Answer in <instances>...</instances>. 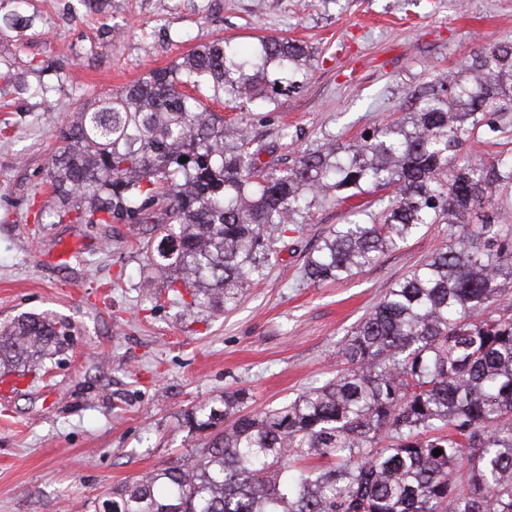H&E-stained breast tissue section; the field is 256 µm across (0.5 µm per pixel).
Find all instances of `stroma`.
<instances>
[{"mask_svg":"<svg viewBox=\"0 0 512 512\" xmlns=\"http://www.w3.org/2000/svg\"><path fill=\"white\" fill-rule=\"evenodd\" d=\"M0 59L25 84L0 92V321L50 311L62 351L0 397V512H99L105 493L192 457L187 417L245 390L274 408L333 378L337 351L390 288L448 241V227L386 252L352 277L314 284L319 237L378 196L312 200L278 236L277 258L237 305L207 319L147 290L151 224L38 223L48 172L80 104L169 67L203 42L277 35L314 56L302 88L254 108L251 129L285 168L326 138L349 143L403 112L414 89L484 47L512 41V0H0ZM467 143L473 161L512 158V109Z\"/></svg>","mask_w":512,"mask_h":512,"instance_id":"obj_1","label":"stroma"}]
</instances>
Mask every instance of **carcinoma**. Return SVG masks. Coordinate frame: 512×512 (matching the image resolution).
<instances>
[{
  "mask_svg": "<svg viewBox=\"0 0 512 512\" xmlns=\"http://www.w3.org/2000/svg\"><path fill=\"white\" fill-rule=\"evenodd\" d=\"M311 66L308 47L284 37L204 43L80 106L40 214L156 216L148 264L203 318L263 275L275 232L310 196L394 190L380 215L329 229L304 265L309 282L345 280L432 224L449 226L448 244L352 328L336 377L257 412H243V391L224 394L222 410L200 407L193 428L210 433L194 456L141 476L103 512H512V213L485 212L512 182V159L462 155L512 100V42L414 90L405 112L356 143L332 138L282 171L261 159L247 118L226 122L189 93L207 83L238 106L281 105ZM68 335L49 312L0 323V370L39 369Z\"/></svg>",
  "mask_w": 512,
  "mask_h": 512,
  "instance_id": "cac0c4a2",
  "label": "carcinoma"
}]
</instances>
